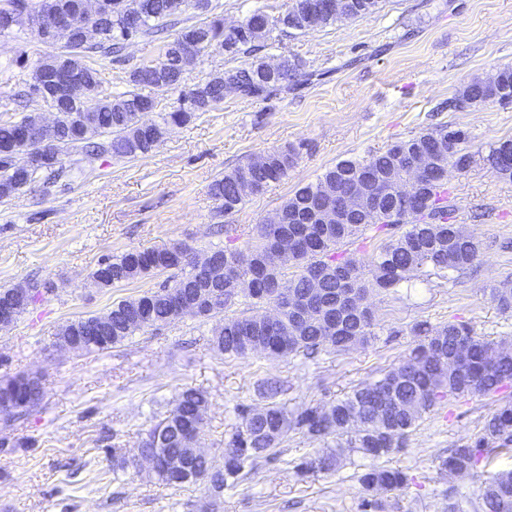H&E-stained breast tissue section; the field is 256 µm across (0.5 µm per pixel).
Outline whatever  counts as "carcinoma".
<instances>
[{
    "label": "carcinoma",
    "instance_id": "carcinoma-1",
    "mask_svg": "<svg viewBox=\"0 0 512 512\" xmlns=\"http://www.w3.org/2000/svg\"><path fill=\"white\" fill-rule=\"evenodd\" d=\"M83 21V0H7L3 11L26 7L32 17L48 6V2ZM180 0H148V10L134 17L129 0H112V13L94 20L101 36L99 40L76 45L68 56L48 59L84 77L94 91L91 105L72 102L60 113L59 124L49 144L29 145L43 150L48 162L40 169L25 172L18 169L13 154L21 145L18 132L41 122L37 109L22 112L19 118L0 119V200L18 194L31 182L45 176V183L57 182L66 173L64 157L82 153L88 157L110 152L121 158L145 155L159 146L161 140L141 128L135 121L139 107H157L156 98L144 89L162 92L178 91L184 83L180 72L178 46L195 42L206 52L212 48L229 55L258 54L264 48L267 17L255 12L233 33L224 30L222 19L181 28L164 46L161 57L130 74L132 89L115 98L97 94V69L86 63L90 54L104 57L119 56L129 33L141 37L167 26ZM357 8L344 18L362 19L376 11L379 0H352ZM324 0H296L290 15L315 13L312 23L303 27L311 30L333 24L340 17L323 8ZM298 65L282 57V71L272 74L260 59L248 67H234L213 74L178 99L179 105L160 113L155 129L163 136L172 127H183L199 112H208L224 102V79H232L239 94L249 99H267L270 94L293 77ZM512 89V67L500 69L499 85L473 82L459 91L457 98L474 104L501 101L500 89ZM505 139L490 148L487 160L500 177L512 179V165L502 164ZM437 150L434 169L420 183L417 193L420 205L404 207L380 191L372 207L358 210L350 224L336 226L320 222L326 204L327 191L338 183H350L366 174L376 175L380 184L402 175L409 158L425 149ZM454 150L459 171L472 165L469 135L462 129L444 126L389 145L382 152L362 158H348L327 169L317 182L294 192L280 207L282 224L276 228L279 236H299L302 243L282 257L270 250V232L265 224L256 225V237L241 247L232 245L240 235L237 228L226 224L224 234L228 245L210 251L211 264L217 270L232 272L206 276L191 264V248L177 244L161 250L131 249L122 255L106 258L91 278L100 287L133 281L153 274L170 273L156 290L136 297L119 300L102 314L89 315L67 322L59 329L62 336H88L85 351L100 353L122 343L143 329L140 314L148 312L146 326L160 327L169 323L171 303L195 301L197 317L218 318L213 330L215 348L224 356L242 357L251 353L244 338L262 336L263 350L272 357L291 354L311 359L321 352H346L364 344L374 335V315L371 308L351 307L348 300L386 293L408 283L414 277L430 272H462L473 266L479 256V244L463 225L452 220L453 206L448 193V149ZM298 157L291 146L266 154V162L256 166L249 162L224 173L209 186L211 196L219 202L220 211L229 215L245 204L248 193L241 191L244 181L252 184L251 193L259 194L271 182L288 174ZM373 228L383 236L371 258L362 261L341 250L359 233ZM319 288L318 307L305 321L283 311L280 321L257 332V312L263 304L286 305L285 293L305 296L312 287ZM251 303L252 311L228 315L226 311L240 300ZM418 342L405 355L400 366L380 378L364 383L343 398L328 405L311 406L293 411L276 400L280 393L278 381L266 382L267 403L257 408L239 405L238 425L224 439V465L212 467L205 459L191 464L192 478L155 473L159 481L182 488L204 486L214 494L237 483L244 470L261 459H271L285 442L288 432L297 431L309 439L333 436L337 447L351 448L373 460L389 455L406 446L422 414L434 410L451 397L494 395L512 383V345L490 341L477 335L465 322H450L432 326L419 321L411 327ZM207 404L203 392L184 388L174 400L166 417L154 424L142 439L140 449H148L154 439L172 454L182 451L186 439L197 429L194 409ZM499 449H512V403L504 402L487 415L480 430L470 441L450 449L442 467L454 474L477 472L488 455ZM340 453L318 451L302 457L297 471L307 474L336 470ZM361 488L368 494L397 492L408 487L410 477L402 469L371 464L357 476ZM473 512H512V469L496 472L481 489Z\"/></svg>",
    "mask_w": 512,
    "mask_h": 512
}]
</instances>
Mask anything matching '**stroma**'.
<instances>
[{"label": "stroma", "mask_w": 512, "mask_h": 512, "mask_svg": "<svg viewBox=\"0 0 512 512\" xmlns=\"http://www.w3.org/2000/svg\"><path fill=\"white\" fill-rule=\"evenodd\" d=\"M296 0H211L226 23L265 14L269 33L262 56L299 63L310 78L257 100L235 93L170 129L153 152L136 158L103 155L81 163V173L53 185L35 181L0 201V286L30 282L43 295L10 327L0 330V378L37 374L43 399L25 418L0 420V512H360L357 481L367 460L344 452L332 473H297L307 453L336 445L288 435L282 454L260 461L218 495L204 488L167 486L154 474L113 472L117 458H133L147 429L173 407L186 386L208 404L201 446L224 463V438L237 422L235 408L262 406L264 381L284 385L289 409L326 405L396 368L416 342L414 323L470 324L481 336L512 342V311H501L493 288H512V181L487 161L495 142L512 139V102L462 110L450 98L476 79L512 66V0H381L368 17L342 20L304 33L276 24ZM22 61L0 68V111L30 83L38 60L60 44L23 32ZM172 30L129 43L121 61L97 58L102 95L129 90V75L156 60ZM251 55L212 50L185 71L183 90L212 74L250 63ZM439 126L467 131L477 152L472 167L450 172L454 220L480 245L466 274L411 280L370 299L373 337L344 353L309 360L255 352L225 358L212 345L213 321L186 316L148 328L102 352L59 351L55 336L66 322L99 314L121 299L156 289L160 275L111 288L91 274L102 258L136 248L185 243L198 254L224 247L217 225L252 230L298 188L316 182L341 160L385 150ZM295 146L298 160L285 178L247 198L236 212L218 214L211 182L247 159ZM512 400V386L490 396L451 400L419 420L406 447L382 457L412 478L402 491L382 494L383 512H446L449 502L471 512L483 479L512 468V451H497L478 476L442 468L449 448L465 443L489 412Z\"/></svg>", "instance_id": "1"}]
</instances>
